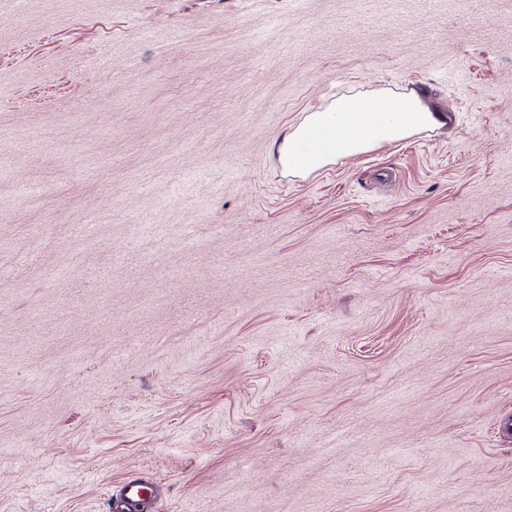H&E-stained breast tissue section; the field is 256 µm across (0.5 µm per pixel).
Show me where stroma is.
I'll return each instance as SVG.
<instances>
[{
    "instance_id": "35a3bbf8",
    "label": "stroma",
    "mask_w": 512,
    "mask_h": 512,
    "mask_svg": "<svg viewBox=\"0 0 512 512\" xmlns=\"http://www.w3.org/2000/svg\"><path fill=\"white\" fill-rule=\"evenodd\" d=\"M509 422L512 0H0V512H512ZM446 120L415 93L359 102L341 98L288 132L278 153L288 175L305 178L338 159L443 126Z\"/></svg>"
}]
</instances>
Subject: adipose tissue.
Returning a JSON list of instances; mask_svg holds the SVG:
<instances>
[{"mask_svg": "<svg viewBox=\"0 0 512 512\" xmlns=\"http://www.w3.org/2000/svg\"><path fill=\"white\" fill-rule=\"evenodd\" d=\"M446 120L414 93L359 102L341 98L288 132L278 152L285 172L304 178L336 160L442 126Z\"/></svg>", "mask_w": 512, "mask_h": 512, "instance_id": "1", "label": "adipose tissue"}]
</instances>
